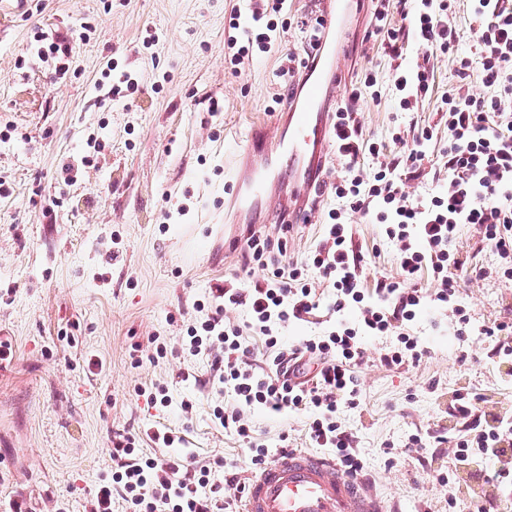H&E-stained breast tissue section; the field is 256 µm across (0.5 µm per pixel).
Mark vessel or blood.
Wrapping results in <instances>:
<instances>
[{"mask_svg":"<svg viewBox=\"0 0 512 512\" xmlns=\"http://www.w3.org/2000/svg\"><path fill=\"white\" fill-rule=\"evenodd\" d=\"M318 12L325 29L337 31L330 48H318L306 75L302 101L290 102L287 126H276L279 153L287 155L296 175L288 193H280L263 167L232 166L240 208L278 207L289 213L293 204L305 203L323 178L326 156L333 144L332 114L320 102L324 88L335 84L346 51V31L338 27L342 0H307ZM244 512H391L388 501L365 479L342 472L333 460L307 453L275 456L251 475Z\"/></svg>","mask_w":512,"mask_h":512,"instance_id":"vessel-or-blood-1","label":"vessel or blood"}]
</instances>
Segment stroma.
<instances>
[{"instance_id":"stroma-1","label":"stroma","mask_w":512,"mask_h":512,"mask_svg":"<svg viewBox=\"0 0 512 512\" xmlns=\"http://www.w3.org/2000/svg\"><path fill=\"white\" fill-rule=\"evenodd\" d=\"M25 15L19 0H0V324L13 347L0 374V497L27 495L38 512H85L103 479L111 478L117 435L172 429L181 445L165 456L206 465L224 459L226 473L247 482L255 467L245 441L213 417L232 405L210 380L211 359L180 353L188 326L214 310L212 290L240 287V250L226 246L224 201L232 188L230 158L251 130H264L286 114L275 99L298 90L304 75L281 82L282 51L304 45L296 23L300 0H286L292 28L281 33V52L259 53L238 72L224 62V23L246 0H41ZM375 9L361 0L348 9L352 34L342 61V86L330 108L352 89L379 90L378 104L361 114L365 139L398 153L393 127L433 125L425 150L427 174L408 182L410 194L443 190L448 172L442 152L448 130L436 109L461 83L460 58L478 60V21L459 0L457 55L438 54L431 94L411 112L399 111L390 59L367 37ZM77 40L59 78L57 62L32 48L39 30ZM138 83L128 98L104 102L101 73ZM377 78L364 85L366 74ZM71 175H63L64 166ZM335 197L319 204L313 223L288 236L291 256L319 244ZM353 245L371 255L374 269L396 271L395 249L378 225L351 218ZM460 299L471 316L469 336H455L448 312L427 307L408 328L426 354L414 367L386 369L376 356L388 336L365 340L368 359L357 370L359 405L338 421L351 430L364 474L398 512H469L456 484L437 481L447 469V446L409 447L410 436H454L449 409L461 388L512 410V373L491 359L494 339L482 326L512 322V281L472 280L459 273ZM170 355L153 360V337ZM166 387L167 406L151 407L138 387ZM253 435L270 448L310 449L305 412L256 409ZM432 467H425V460Z\"/></svg>"}]
</instances>
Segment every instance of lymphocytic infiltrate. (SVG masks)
Instances as JSON below:
<instances>
[{"label":"lymphocytic infiltrate","instance_id":"lymphocytic-infiltrate-1","mask_svg":"<svg viewBox=\"0 0 512 512\" xmlns=\"http://www.w3.org/2000/svg\"><path fill=\"white\" fill-rule=\"evenodd\" d=\"M374 37L380 39L392 62L393 86L401 111L415 109L429 92L434 68L432 55H423L414 68L402 67L400 44L412 36L423 45L453 53L460 40L452 0H418L409 26H393L390 0H376ZM479 21L476 41L480 67L476 79L488 87L486 95L458 88L442 98L439 110L448 127V145L442 158L448 171L444 192L412 198L407 181L425 169L424 146L434 136L432 127L395 129L393 140L405 143L400 155L384 154L377 143H366L360 120V93L336 113L333 140L342 160V172L327 181L326 189L340 200L329 211L322 239L303 258L288 253L289 225H280L278 237L249 231L242 250L245 265L266 270L263 282L250 288H220L225 302L246 306L247 328L226 322L222 309L187 329V353L209 354L211 371L233 404L215 407L213 416L224 430L249 438L247 412L257 406L273 412L311 409L309 439L317 448H332L344 472L361 474L364 464L354 448L352 432L342 428L336 415L341 406L355 407L359 393L357 368L366 349L363 334L392 336L396 343L381 353L384 367L419 364L423 349L403 332L424 302L449 311L460 328L470 318L458 302L456 271L474 279L512 280V0H470ZM284 0H251L250 18L232 12L224 40V58L238 70L253 52H273L277 46V17ZM373 158L371 169L359 163L362 151ZM358 213L382 225L396 250L397 270L368 279L365 254L353 248L350 214ZM471 225L480 249L498 258L494 268L475 264L454 247L461 225ZM428 279L430 289L420 288ZM339 312L358 307L357 324L341 323L322 336L298 345L284 344L280 330L288 321L302 320L321 307ZM259 336L262 349L253 353L243 342L244 330ZM452 415L462 428L453 437L435 436L448 444L455 462V478H463L479 458L495 461L494 473L485 475L474 493L472 512H489L494 497L512 492V415L488 410L478 393L456 391ZM138 436L126 434L113 443L116 469L110 482L101 484L87 512H112L122 503L127 512H224L231 500L241 498L243 487L234 479L211 482L208 466L184 468L163 456L144 454Z\"/></svg>","mask_w":512,"mask_h":512}]
</instances>
